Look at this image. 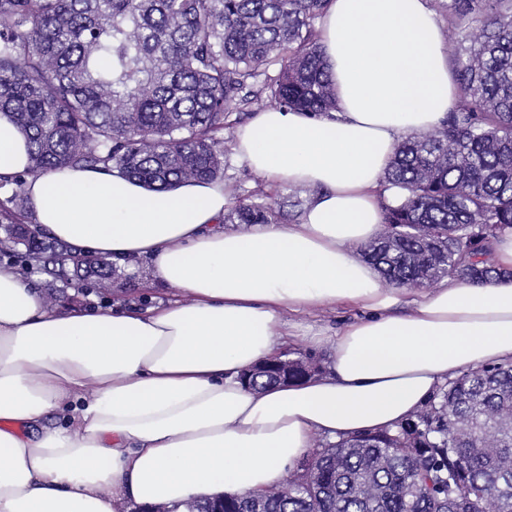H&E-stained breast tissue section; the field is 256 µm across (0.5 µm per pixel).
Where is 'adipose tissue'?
Listing matches in <instances>:
<instances>
[{
    "instance_id": "ef3b65f1",
    "label": "adipose tissue",
    "mask_w": 512,
    "mask_h": 512,
    "mask_svg": "<svg viewBox=\"0 0 512 512\" xmlns=\"http://www.w3.org/2000/svg\"><path fill=\"white\" fill-rule=\"evenodd\" d=\"M321 51L337 109H269L235 154L277 186L315 190L296 224L226 232L224 184L148 190L119 171L30 180L41 232L82 253L146 257L150 281L185 290L144 313L47 309L27 275L0 268V512H127L130 504L258 495L317 436L393 430L463 370L512 361V278L384 287L354 246L382 232L379 193L402 137L440 126L458 102L428 0H330ZM28 164L0 115V176ZM412 303L411 314L392 309ZM368 310L333 336L326 368L258 390L284 317ZM63 413L65 425L48 422Z\"/></svg>"
}]
</instances>
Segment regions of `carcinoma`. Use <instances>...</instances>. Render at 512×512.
I'll return each mask as SVG.
<instances>
[{"mask_svg": "<svg viewBox=\"0 0 512 512\" xmlns=\"http://www.w3.org/2000/svg\"><path fill=\"white\" fill-rule=\"evenodd\" d=\"M330 0H0V113L29 142L22 175L0 178V255L25 250L54 282L112 270L28 236L26 184L65 167L117 169L153 190L224 179V126L268 95L320 117L336 97L317 19ZM459 89L444 123L407 135L384 176L385 230L362 257L392 286L489 283L512 230V0H448ZM238 224H277L275 207L228 193ZM271 360L246 378L298 382ZM224 512H512V362L467 369L410 419L318 444L288 490L224 497Z\"/></svg>", "mask_w": 512, "mask_h": 512, "instance_id": "1", "label": "carcinoma"}]
</instances>
